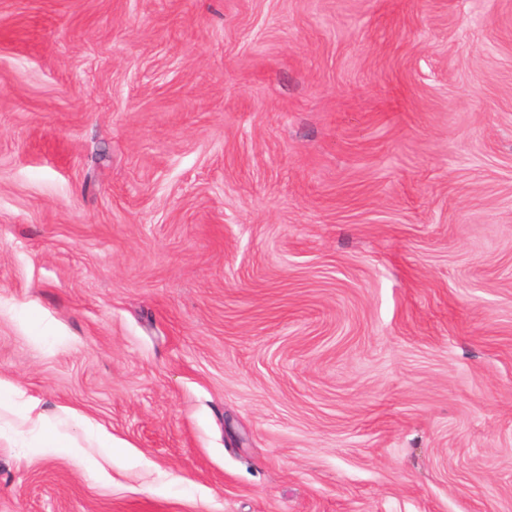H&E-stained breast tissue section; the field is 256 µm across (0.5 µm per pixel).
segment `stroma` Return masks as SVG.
<instances>
[{
	"label": "stroma",
	"mask_w": 512,
	"mask_h": 512,
	"mask_svg": "<svg viewBox=\"0 0 512 512\" xmlns=\"http://www.w3.org/2000/svg\"><path fill=\"white\" fill-rule=\"evenodd\" d=\"M0 379V512H512V0H0Z\"/></svg>",
	"instance_id": "35a3bbf8"
}]
</instances>
